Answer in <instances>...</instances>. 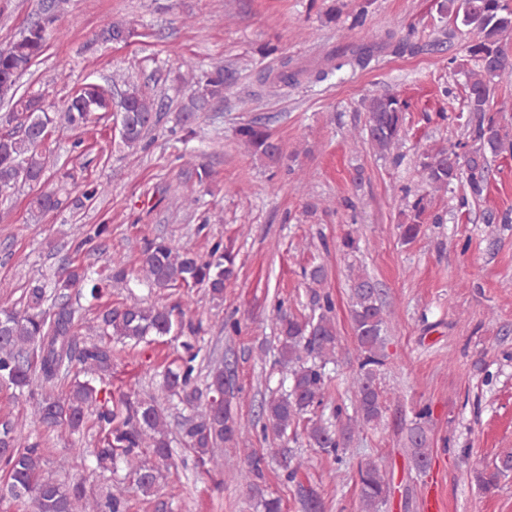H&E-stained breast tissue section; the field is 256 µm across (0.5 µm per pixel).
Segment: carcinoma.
Here are the masks:
<instances>
[{"instance_id":"cac0c4a2","label":"carcinoma","mask_w":512,"mask_h":512,"mask_svg":"<svg viewBox=\"0 0 512 512\" xmlns=\"http://www.w3.org/2000/svg\"><path fill=\"white\" fill-rule=\"evenodd\" d=\"M64 0H44L41 13L26 32L0 51V102L10 106L5 122L11 129H0V195L20 182L39 184L46 170L43 148L58 128L82 130L93 114L118 112V140L127 149L142 146L148 131L161 118V105L142 88L114 75L106 84L89 83L75 90L62 105L46 102L41 95L19 93V81L43 55L51 34L57 32ZM438 14L467 28L473 34L465 47L472 67L465 70L462 111L473 116L467 141L451 147L425 151L419 167L424 180L435 190L461 187L457 209L467 210L479 203L490 175L488 156L512 148V136L501 125L496 108L495 89L502 82L512 83V0H438ZM133 32L125 26L106 22L96 34L104 43H122ZM374 57L369 46L338 45L327 65L315 72L321 82L343 67L366 68ZM235 72L220 61L193 83L191 105L186 117L205 109L210 101L224 94ZM408 101L395 93L373 97L365 104L368 112V141L379 153L392 155L393 163L402 156L392 154L404 133ZM252 154L276 163L282 150L261 122L252 121L238 130ZM33 210L46 214L60 206L53 191L41 190L30 200ZM410 222L400 225L403 240L410 242L421 232L427 199L418 195L407 203ZM134 273L157 288L209 290L212 299L224 296V287L234 277V263L224 253V244L214 243L205 254L187 250L172 239L144 241L138 269L121 260L110 261L107 274H95L81 266H71L48 281L37 280L22 294L20 301L0 305V383L20 397L34 400L32 422L47 432L58 429L75 435L87 427L96 430L98 440L92 455L103 469L120 462L132 466L127 484L110 489L96 498L84 482L60 483L41 476L46 449L17 427L10 415L0 416V499L27 501L32 512H127L133 491L145 496L156 492L163 470L174 465L167 408L154 395L137 392L117 396L100 386L112 374V341L139 345L149 336L171 333L196 336L201 323L185 318L182 302L171 305L142 303L106 305L98 308L93 320L84 318L81 308L70 302L71 294L93 301L102 298L113 283H123ZM54 305L45 307L48 298ZM352 328L357 342V372L352 385L356 396L354 422L377 426L384 417L383 391L376 382L378 368L386 360L385 310L373 280L364 273L352 278ZM278 364L283 379L281 389L272 393L260 407L262 433L273 435L281 447L271 457L251 452L238 470V483L251 494L263 495L269 460L279 463L285 481L296 480L289 439H297L295 427L305 422L311 445L336 462L347 451L348 438L337 429L344 411L338 407L325 419L316 410L323 404L327 366L334 362L338 337L331 313L334 301L328 292L315 294L312 313L296 315L282 311L277 302ZM99 333L95 342L79 341L82 327ZM200 349L182 342L177 364L167 368L162 390L175 398L190 415L179 423V436L196 463L206 464L214 450L235 441L242 433L241 423L231 409L233 392L231 369L222 361L207 364L201 375ZM205 386L199 387L200 377ZM420 410L408 431L406 453L412 466L423 471L430 467L432 450ZM512 471V455L499 458L490 470L476 478L486 487L496 485L500 476ZM362 512H378L388 501V482L380 469L370 463L358 470ZM298 496L305 512H321L316 492L298 485Z\"/></svg>"}]
</instances>
